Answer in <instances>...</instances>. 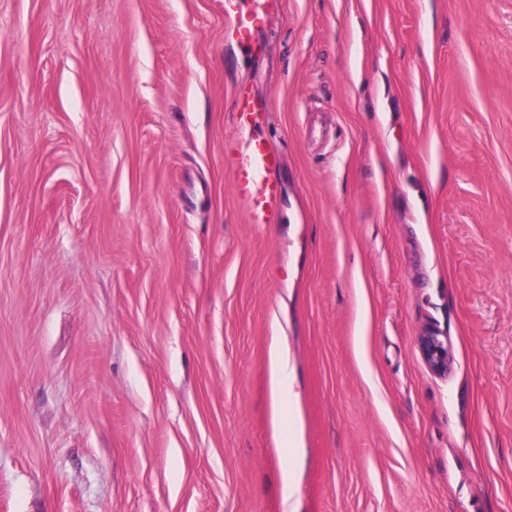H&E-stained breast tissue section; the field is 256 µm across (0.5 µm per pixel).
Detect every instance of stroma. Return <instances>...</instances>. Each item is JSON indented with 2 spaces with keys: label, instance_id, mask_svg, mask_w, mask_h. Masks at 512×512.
Segmentation results:
<instances>
[{
  "label": "stroma",
  "instance_id": "obj_1",
  "mask_svg": "<svg viewBox=\"0 0 512 512\" xmlns=\"http://www.w3.org/2000/svg\"><path fill=\"white\" fill-rule=\"evenodd\" d=\"M224 3L0 0V512H512V0ZM265 0H251L253 8L246 14L239 15L235 24L227 29V36L242 46H252L255 34L264 25L265 15L261 7ZM235 134L227 142L233 171V187L246 206L251 224H276L283 194L276 177L281 165L278 150L255 134L267 117L266 105L249 89L238 88L232 100ZM419 347L429 369L441 374L448 371V345L435 331L419 336ZM294 378L293 368L288 356L282 351H276L272 359V382L275 389H282L284 385L292 386Z\"/></svg>",
  "mask_w": 512,
  "mask_h": 512
}]
</instances>
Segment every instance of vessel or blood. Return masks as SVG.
Masks as SVG:
<instances>
[{
    "label": "vessel or blood",
    "instance_id": "b4317fda",
    "mask_svg": "<svg viewBox=\"0 0 512 512\" xmlns=\"http://www.w3.org/2000/svg\"><path fill=\"white\" fill-rule=\"evenodd\" d=\"M263 2L252 0L251 11L228 28L231 40L243 46L253 44L265 21ZM231 112L235 133L227 142L226 152L232 164L234 190L246 206L249 223H278L283 206L282 188L276 177L281 156L255 133L267 117V107L249 89L241 87L233 95Z\"/></svg>",
    "mask_w": 512,
    "mask_h": 512
}]
</instances>
